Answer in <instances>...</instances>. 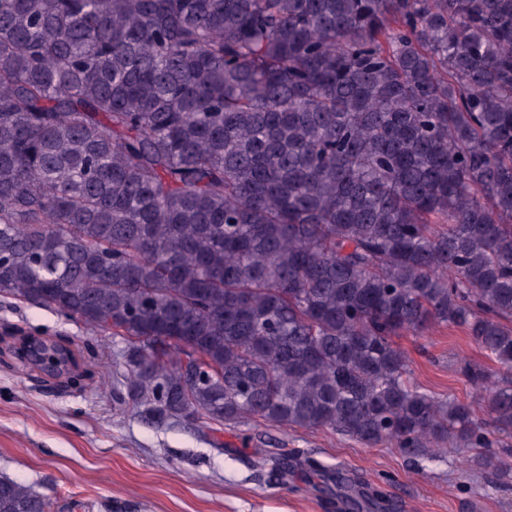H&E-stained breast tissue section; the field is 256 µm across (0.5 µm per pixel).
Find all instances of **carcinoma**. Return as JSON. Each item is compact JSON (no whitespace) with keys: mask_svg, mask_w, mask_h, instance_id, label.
Returning <instances> with one entry per match:
<instances>
[{"mask_svg":"<svg viewBox=\"0 0 512 512\" xmlns=\"http://www.w3.org/2000/svg\"><path fill=\"white\" fill-rule=\"evenodd\" d=\"M2 294L121 337L116 403L158 424L494 447L512 381L462 369L490 429L393 337L512 368V0H0ZM393 340L408 356L412 382L439 398L474 401L484 409L480 392L460 373L466 362L479 364L501 381L512 379V373L488 358L459 328L440 326L421 336L407 334Z\"/></svg>","mask_w":512,"mask_h":512,"instance_id":"obj_1","label":"carcinoma"}]
</instances>
